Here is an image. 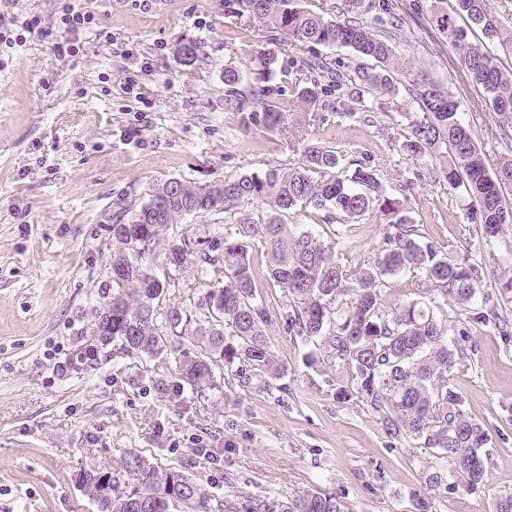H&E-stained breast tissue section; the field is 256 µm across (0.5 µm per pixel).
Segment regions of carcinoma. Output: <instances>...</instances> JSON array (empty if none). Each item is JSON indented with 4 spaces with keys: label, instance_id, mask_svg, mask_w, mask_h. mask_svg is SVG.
<instances>
[{
    "label": "carcinoma",
    "instance_id": "obj_1",
    "mask_svg": "<svg viewBox=\"0 0 512 512\" xmlns=\"http://www.w3.org/2000/svg\"><path fill=\"white\" fill-rule=\"evenodd\" d=\"M456 2L487 42L512 55V26L502 24L490 0ZM292 3L224 0V9L259 22L274 45L286 43L294 50L349 48L373 65L358 66L323 84L312 77L326 67L323 61L292 56L281 60L276 51L261 50L258 59L265 85L260 88L246 90L239 70L224 71V107L240 113L245 127L280 131L288 123L281 89L268 85L277 70L291 78V90L304 104L301 121L311 125L324 120L318 107L337 91L352 103L345 110L348 116L355 115V107L368 95H399L393 77L395 50L390 32L383 29L405 23L393 0H345L338 15L332 9L318 13ZM412 9L448 39L466 80L480 86L491 97L495 112L511 121L512 68L485 44L470 41L450 15L426 0H412ZM199 52L193 40L176 50L184 66L198 62ZM409 92L421 103L422 115L410 117L402 150L420 161L442 159L444 181L464 189L482 234L496 238L494 228L511 230L512 204L504 192L512 188V155L489 164L450 92L423 80L411 83ZM383 197V185L367 164L347 162L344 151L311 142L303 147L298 165L286 172L271 170L207 185L178 178L165 181L148 202L115 216L112 296L93 323L103 331L101 343L127 355L160 356L168 339L156 324L155 310L169 290L179 286L185 269L193 266L207 276L201 281L205 291L195 303L203 316L196 319L182 307L177 321L165 316V330L177 338L193 336L199 352L180 361L173 380H160L161 390L188 387L203 396L215 389L216 373L224 370L235 373L243 388L257 377L280 378L283 366L267 337L271 316L257 297L249 260V250L260 246L268 258V280L288 298L280 318L289 335L311 347L309 361L322 359L348 368L351 383L338 388L341 397L357 398L390 437L428 453L422 480L431 498L483 491L488 432L467 415L451 380L473 354L470 327H488L512 342V275L504 274L495 279L494 287L486 288L479 265L428 240L404 210L397 211L395 223L386 225L369 264L348 268L337 250L333 226L359 222ZM245 201L265 205L266 215L240 214L232 238L203 225L195 238L199 250L183 234L171 237L161 263H155L160 238L178 219L232 213ZM308 208L319 212L322 232L284 221L288 213ZM406 271L418 274L416 297L386 308L389 279ZM79 481L99 512H172L179 504L197 512L208 502L205 489L183 472L161 470L136 453L123 459L119 471H83ZM283 512H341V503L333 493L313 491Z\"/></svg>",
    "mask_w": 512,
    "mask_h": 512
}]
</instances>
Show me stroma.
I'll return each mask as SVG.
<instances>
[{
  "label": "stroma",
  "instance_id": "obj_1",
  "mask_svg": "<svg viewBox=\"0 0 512 512\" xmlns=\"http://www.w3.org/2000/svg\"><path fill=\"white\" fill-rule=\"evenodd\" d=\"M87 2L96 23L80 35L79 59L52 47L63 34L60 0H15L9 13L40 17L46 33L0 50V512H98L78 474L119 468L128 452L195 479L211 496L209 512H227L243 491L287 506L315 490L336 494L344 512H419L424 499L432 512H495L496 500L512 496V344L474 333L473 359L451 381L489 434L485 492L429 499L424 451L387 435L358 399L338 398L348 369L306 363L305 347L278 322L287 301L268 284L263 249L249 259L275 318L268 338L285 364L279 383L257 377L246 388L169 398L158 382L195 354L187 335L154 359L107 345L76 363L112 293L107 227L118 208L139 207L171 178L206 184L288 170L310 140L373 167L426 237L486 273L512 274V235L482 236L462 191L402 150L405 115L419 111L407 93L368 99L351 117L330 103L319 125L247 128L224 108V70L254 84L267 44L260 23L227 15L224 0ZM391 36L399 80L449 90L489 161L512 152V124L463 79L437 30L410 19ZM190 40L200 60L183 66L175 49ZM391 220L373 209L344 226L343 264L364 266ZM69 359L73 370L59 376L55 363Z\"/></svg>",
  "mask_w": 512,
  "mask_h": 512
}]
</instances>
